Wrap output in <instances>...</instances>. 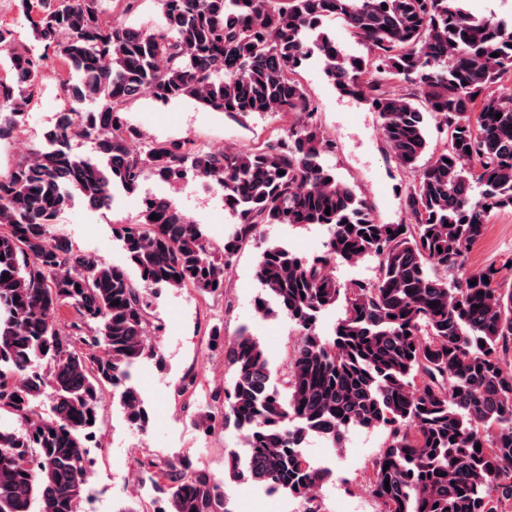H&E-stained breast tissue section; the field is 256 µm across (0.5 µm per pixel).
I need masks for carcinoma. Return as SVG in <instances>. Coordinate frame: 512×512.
<instances>
[{
  "instance_id": "cac0c4a2",
  "label": "carcinoma",
  "mask_w": 512,
  "mask_h": 512,
  "mask_svg": "<svg viewBox=\"0 0 512 512\" xmlns=\"http://www.w3.org/2000/svg\"><path fill=\"white\" fill-rule=\"evenodd\" d=\"M465 2L161 0L160 26L148 33L109 19L102 0H19L35 47L0 25L11 72L0 80V140L23 130L52 57L67 68L64 91L92 108L59 112L42 147L0 177V512H77L102 391L118 394L130 426L149 421L127 382L141 360L158 357L148 342L163 333L156 291L223 295L233 258L264 224L324 225L330 237L311 258L271 245L256 265L259 311L275 306L299 335L276 384L241 327L226 352L236 381L212 396L224 413L198 421L205 433L217 420L233 426L247 454L228 455L226 481L139 457L159 497L121 512H233L229 480L281 489L305 512H322L315 490L332 473L302 448L313 436L338 445L353 427L387 431L370 489L384 512H512V371L502 369L512 355V287L495 267L462 272L492 212L512 208V90H500L512 74V19L474 16ZM332 20L366 55H344L321 32ZM315 53L339 89L378 112L411 177L410 223L376 222L325 164L333 142L298 73ZM391 82L403 89L383 92ZM144 95L302 122L241 152L147 142L125 118ZM432 123L444 135L433 149ZM76 140L92 141L98 157L76 153ZM147 174L218 187L236 222L217 242L171 201L146 198L142 221L115 228L124 265L54 231L74 196L101 209L114 186L133 192ZM367 257L373 278L336 280L337 264ZM339 301L344 316L328 339L316 320Z\"/></svg>"
}]
</instances>
